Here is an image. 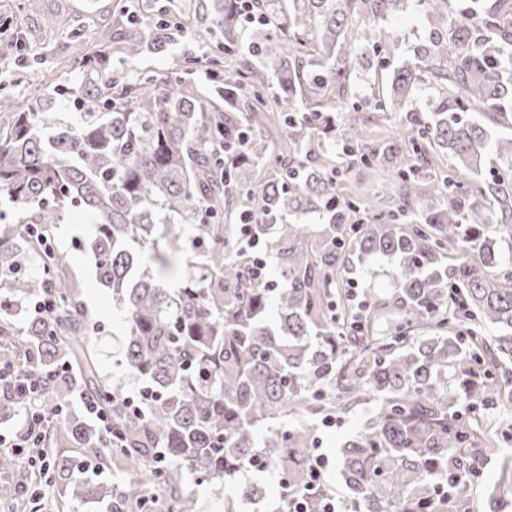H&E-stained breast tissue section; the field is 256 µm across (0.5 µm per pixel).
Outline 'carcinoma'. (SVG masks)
Segmentation results:
<instances>
[{
    "instance_id": "obj_1",
    "label": "carcinoma",
    "mask_w": 512,
    "mask_h": 512,
    "mask_svg": "<svg viewBox=\"0 0 512 512\" xmlns=\"http://www.w3.org/2000/svg\"><path fill=\"white\" fill-rule=\"evenodd\" d=\"M252 0L257 43L244 50V0H166L151 14L118 3L68 31L56 85L77 105L62 122L44 111V89L19 104L0 80V365L30 377L29 395L45 421L42 448L62 440L76 455L52 457L54 482L90 509L130 512L160 485L168 512H195L179 480L190 470L221 488L253 470L281 478L279 512L303 497L312 507L336 496L328 483L307 491L314 428L288 418L378 401L362 430L339 449L353 512H473L467 484L448 492V475L480 474L499 443L482 416L512 401V143L490 127L512 121V0H417L431 19L429 45L396 63L375 112L394 113V133L375 139L377 118L357 98L358 47L377 49L380 21L404 0H290L288 20ZM100 36L99 45L91 44ZM190 39L197 55L177 58L164 80L133 65ZM215 75L211 97L196 96L187 75ZM437 91V111H404L420 83ZM476 113L475 119L464 115ZM492 181L473 187L489 164ZM389 180L364 197L342 196L351 170ZM335 199L337 214L325 213ZM77 209L95 227L82 250L99 283L123 305L125 340L115 372L103 376L92 349L99 327L80 288L61 282L68 256L50 228ZM318 212L323 223L285 224ZM370 212L375 220L358 221ZM251 215L262 250L277 260L286 288L248 275L252 253L236 243L224 214ZM175 216L171 224L162 216ZM41 253L42 276L20 274L22 252ZM394 257L391 299L348 291L349 260ZM148 260L153 270L142 269ZM51 294L45 321H11L13 299ZM277 309L278 323L269 321ZM130 372L152 398L136 411L121 394ZM93 399L108 418H48L72 394ZM27 402L0 386V416ZM272 422L260 439L257 427ZM108 448L133 478L123 484L73 478ZM20 454L0 450V474L19 472Z\"/></svg>"
}]
</instances>
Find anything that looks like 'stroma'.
I'll use <instances>...</instances> for the list:
<instances>
[{"instance_id":"1","label":"stroma","mask_w":512,"mask_h":512,"mask_svg":"<svg viewBox=\"0 0 512 512\" xmlns=\"http://www.w3.org/2000/svg\"><path fill=\"white\" fill-rule=\"evenodd\" d=\"M86 4L87 0H0V15L12 20L10 26L0 29V42L21 45L9 59L10 68L22 78L21 83L11 87L14 98H24L32 85H45L47 78L56 74L58 59L68 52L65 31L44 33L40 25L41 13L64 9L69 25L76 26L86 18ZM380 30L390 40L391 56L395 59L412 55L414 50L427 43L432 33L429 20L414 0H405L402 8L381 24ZM92 228V217L71 210L66 212L63 223L55 225L52 241L67 250L82 299L100 325V332L92 344L102 372L108 374L122 348L124 328L111 292L99 285L91 261L81 249ZM395 267V260L373 259L354 266L351 278L358 284V293L383 294L392 286ZM376 406V400L370 398L354 409L337 413L336 424L332 427L327 426L325 417L316 418V448L328 458H335L340 446L361 429L374 414Z\"/></svg>"}]
</instances>
